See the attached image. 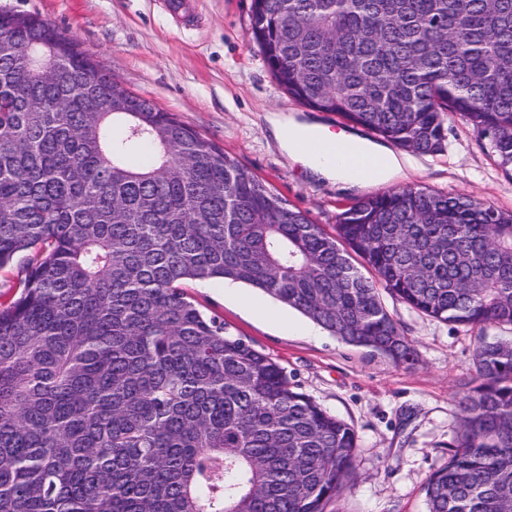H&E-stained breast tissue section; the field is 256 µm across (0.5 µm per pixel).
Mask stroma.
I'll return each instance as SVG.
<instances>
[{"mask_svg":"<svg viewBox=\"0 0 512 512\" xmlns=\"http://www.w3.org/2000/svg\"><path fill=\"white\" fill-rule=\"evenodd\" d=\"M191 3L187 20L172 14L167 0H0V9L48 21L130 91L175 113L314 223L333 230L342 206L358 193L312 179L273 138L268 114L300 120L310 111L278 86L249 43L251 0ZM445 128L444 152L402 150L403 177L372 185L369 194L424 187L512 211V176L460 115H448ZM188 292L284 366L301 391L354 427L355 476L325 512H428L424 486L448 461L458 401L475 377L474 350L480 336L498 338L502 329L443 323L384 294L388 312L416 349L413 365H398L342 342L248 285L194 282Z\"/></svg>","mask_w":512,"mask_h":512,"instance_id":"stroma-1","label":"stroma"}]
</instances>
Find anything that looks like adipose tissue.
I'll return each mask as SVG.
<instances>
[{
	"mask_svg": "<svg viewBox=\"0 0 512 512\" xmlns=\"http://www.w3.org/2000/svg\"><path fill=\"white\" fill-rule=\"evenodd\" d=\"M268 121L281 147L315 176L361 190L403 175L400 158L387 147L276 114Z\"/></svg>",
	"mask_w": 512,
	"mask_h": 512,
	"instance_id": "ef3b65f1",
	"label": "adipose tissue"
}]
</instances>
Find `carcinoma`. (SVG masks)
<instances>
[{"label":"carcinoma","instance_id":"1","mask_svg":"<svg viewBox=\"0 0 512 512\" xmlns=\"http://www.w3.org/2000/svg\"><path fill=\"white\" fill-rule=\"evenodd\" d=\"M277 84L421 154L456 113L512 175V0H251ZM64 41L47 73L28 49ZM133 145L149 148L138 163ZM0 512H324L354 427L185 286L245 283L413 360L380 289L512 327V212L395 188L328 233L49 22L0 13ZM428 512H512V339L482 342Z\"/></svg>","mask_w":512,"mask_h":512}]
</instances>
